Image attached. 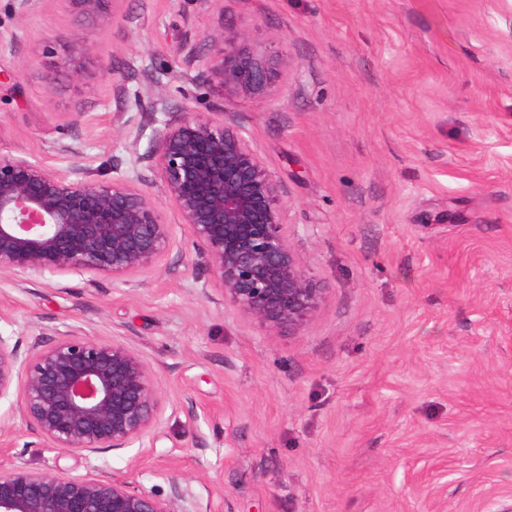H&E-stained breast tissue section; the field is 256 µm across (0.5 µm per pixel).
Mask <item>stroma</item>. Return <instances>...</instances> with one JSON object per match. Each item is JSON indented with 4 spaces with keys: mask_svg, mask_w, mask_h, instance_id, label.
Here are the masks:
<instances>
[{
    "mask_svg": "<svg viewBox=\"0 0 512 512\" xmlns=\"http://www.w3.org/2000/svg\"><path fill=\"white\" fill-rule=\"evenodd\" d=\"M273 57L228 95L209 31ZM93 51L72 79L67 47ZM199 57L183 62L185 44ZM242 130L277 182L287 240L326 288L297 336L225 304L180 218L130 284L0 275V335L73 330L136 349L161 432L51 447L0 399V472L106 477L185 512H498L512 505V0H0V153L109 182L140 174L152 94ZM66 40L70 52L68 61L73 63V66L70 69L71 75L78 79L82 76V72L76 60L89 53L92 50V47L83 39V37L76 33L67 36Z\"/></svg>",
    "mask_w": 512,
    "mask_h": 512,
    "instance_id": "1",
    "label": "stroma"
}]
</instances>
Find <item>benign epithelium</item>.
<instances>
[{"mask_svg": "<svg viewBox=\"0 0 512 512\" xmlns=\"http://www.w3.org/2000/svg\"><path fill=\"white\" fill-rule=\"evenodd\" d=\"M210 72L224 92L261 96L270 59L248 34L207 33ZM71 75L92 50L67 36ZM224 108L186 110L153 128L151 159L166 201L202 246L224 302L267 332L297 335L326 289L300 262L283 230L278 185ZM141 176L103 183L82 167L66 172L20 155L0 154V275L90 274L127 284L159 265L176 244ZM20 386L17 411L53 448L96 452L126 448L160 430L162 393L131 346L75 332L23 353L0 336V398ZM177 481L166 498L103 477H73L16 466L0 473V512H183Z\"/></svg>", "mask_w": 512, "mask_h": 512, "instance_id": "7a95c632", "label": "benign epithelium"}]
</instances>
